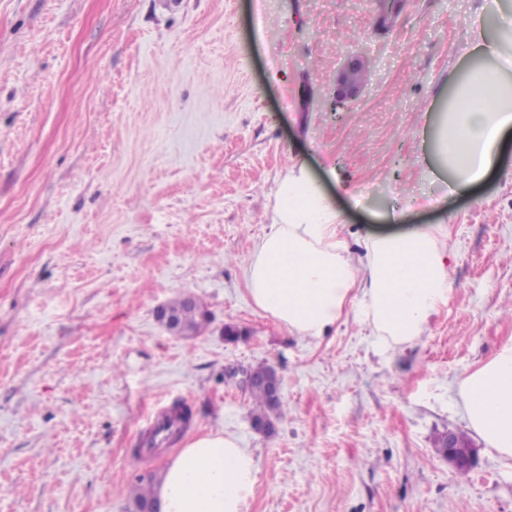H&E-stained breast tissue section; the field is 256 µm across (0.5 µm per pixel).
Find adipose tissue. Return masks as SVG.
Instances as JSON below:
<instances>
[{
    "label": "adipose tissue",
    "mask_w": 512,
    "mask_h": 512,
    "mask_svg": "<svg viewBox=\"0 0 512 512\" xmlns=\"http://www.w3.org/2000/svg\"><path fill=\"white\" fill-rule=\"evenodd\" d=\"M463 23L466 63L451 78L433 139L452 195L486 179L512 133V0H484ZM275 214L247 286L255 305L290 333L320 338L349 307L381 344H410L452 291L448 249L435 230L365 236L363 256L353 258L332 203L306 170L281 182ZM460 394L471 427L491 450L512 457V344L466 376ZM256 482L252 453L235 437L211 432L167 463L155 499L160 512H247Z\"/></svg>",
    "instance_id": "obj_1"
}]
</instances>
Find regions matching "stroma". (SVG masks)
Here are the masks:
<instances>
[{"label":"stroma","mask_w":512,"mask_h":512,"mask_svg":"<svg viewBox=\"0 0 512 512\" xmlns=\"http://www.w3.org/2000/svg\"><path fill=\"white\" fill-rule=\"evenodd\" d=\"M481 3L405 0L385 28L375 0H0V512H126L176 453L134 455L136 422L179 400L184 441L253 453L247 512H512V458L459 394L512 344V135L469 193L429 158ZM358 50L365 91L326 111ZM298 164L353 256L394 206L442 229L454 288L421 340L381 346L349 313L305 338L254 305L245 271ZM181 295L203 335L158 323ZM260 364L287 409L269 437L224 380ZM451 431L467 474L435 447Z\"/></svg>","instance_id":"1"}]
</instances>
